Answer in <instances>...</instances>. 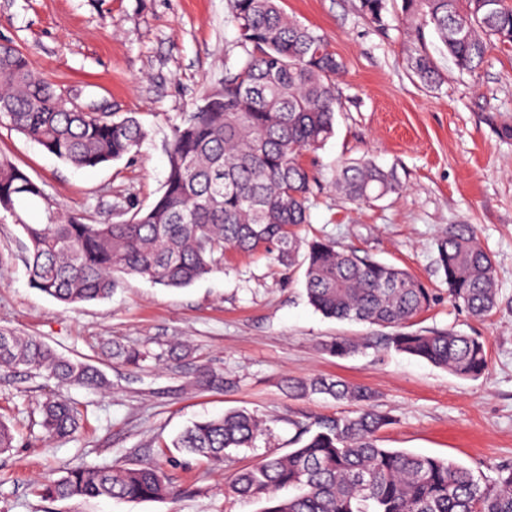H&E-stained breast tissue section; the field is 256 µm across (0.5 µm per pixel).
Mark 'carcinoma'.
I'll list each match as a JSON object with an SVG mask.
<instances>
[{"label":"carcinoma","instance_id":"obj_1","mask_svg":"<svg viewBox=\"0 0 512 512\" xmlns=\"http://www.w3.org/2000/svg\"><path fill=\"white\" fill-rule=\"evenodd\" d=\"M391 0H359L377 27L387 26ZM401 21L429 27L462 72L475 73L488 50L512 45L508 0H401ZM233 22L245 57L226 63L224 85L172 124L166 142L168 171L160 195L135 208L130 219L86 224L47 210L45 220L21 224L30 284L65 303L106 299L125 275L167 288H184L223 269L224 250L274 253L284 266L304 255L309 304L324 317L368 323L392 332L386 345L466 379L488 369L485 343L450 329L412 330L433 294L421 280L392 264L314 237L303 243L297 228L308 223L314 178L302 163L335 134V77L343 68L326 38L285 14L281 0H233ZM412 73L435 86L441 75L433 57L419 50ZM64 88L37 72L16 43L0 44V124L38 143L77 168H97L136 153L150 130L135 116L81 112L62 106ZM336 187L356 203H371L400 190L393 173L368 159L343 162ZM45 197L43 189L0 157V208ZM438 264L448 298L477 318L499 308L492 260L470 224H451L438 243ZM335 356L359 351L338 337L325 345ZM112 358L138 365L139 350L117 346ZM23 366L61 387L99 391L110 381L95 365L58 354L34 336L0 331V370ZM195 389L224 387V376L203 368ZM288 395H328L356 405L351 415L317 417L298 427L306 439L284 456H268L236 473L230 491L263 500V512H512V469L481 487L470 468L452 460L380 446V433L395 423L377 410L366 387L341 379L290 378ZM78 408L64 398L41 406L50 438L72 436ZM266 430L256 414L233 409L194 423L174 447L202 456L214 467ZM48 499L106 497L129 502L174 500L177 485L157 463L110 468L65 466L38 487Z\"/></svg>","mask_w":512,"mask_h":512}]
</instances>
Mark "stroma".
Returning a JSON list of instances; mask_svg holds the SVG:
<instances>
[{"label":"stroma","instance_id":"1","mask_svg":"<svg viewBox=\"0 0 512 512\" xmlns=\"http://www.w3.org/2000/svg\"><path fill=\"white\" fill-rule=\"evenodd\" d=\"M284 11L318 33L344 65L336 77V134L303 162L317 184L301 235L408 270L434 292L413 329H452L486 343L489 372L462 379L425 360L377 346L338 357L332 339L381 335L380 327L323 317L308 303L304 267L275 255L225 250L224 267L185 288L126 278L111 298L66 305L33 288L20 259L23 224L53 206L81 222L129 219L133 206L158 196L167 176L165 142L182 113L224 83L226 60H238L230 0H0V40L21 46L50 80L80 90L109 112L137 114L152 131L140 150L94 169L57 159L0 127V156L42 186L43 200L0 209V329L36 336L63 356L98 366L111 389L60 387L24 369L0 372V419L14 448L0 454V512H261L259 501L227 491L232 475L296 446V422L347 415V402L289 397L291 377L325 376L370 388L378 409L396 422L381 445L448 458L472 469L481 485L512 465V48L493 47L482 70L459 72L432 29L389 19L380 29L358 0H282ZM425 48L442 72L421 84L408 58ZM368 157L393 171L399 193L356 205L334 178L346 160ZM451 224H472L490 253L502 305L476 318L452 303L437 259ZM180 343L186 356L169 352ZM146 351L132 368L113 346ZM223 373V389L190 390L199 367ZM60 395L80 411L75 436L46 439L39 406ZM247 408L268 430L234 453L223 470L172 447L197 420ZM160 463L186 493L167 502L107 498L50 500L36 485L62 463L90 467Z\"/></svg>","mask_w":512,"mask_h":512}]
</instances>
